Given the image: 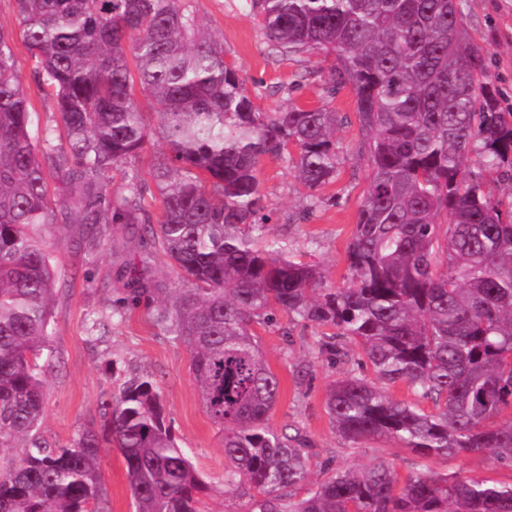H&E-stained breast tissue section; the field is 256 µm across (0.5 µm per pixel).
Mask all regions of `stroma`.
Listing matches in <instances>:
<instances>
[{
	"mask_svg": "<svg viewBox=\"0 0 512 512\" xmlns=\"http://www.w3.org/2000/svg\"><path fill=\"white\" fill-rule=\"evenodd\" d=\"M181 6L207 22L224 44V58L233 64L245 88L257 96L262 111L276 112L295 103L316 107L329 78L323 54L310 51L289 59L275 52L262 30L241 7L240 0H180ZM466 30L488 58L489 74L501 92L504 109L512 108V0H463ZM15 51L27 96L37 111L40 127L53 126L49 95L34 77V63L23 43ZM332 105L342 122L336 139L342 150L341 171L335 183L321 189L323 204L308 208V191L295 178L289 156L262 157L256 171L271 215L268 229L287 242L299 260L317 267L328 285L347 283V250L355 231L357 212L368 186L369 171L359 155V125L355 96L337 92ZM338 204H330L331 196ZM60 276L53 298L50 345L54 357L44 380V414L39 431L49 441L66 444L84 428L99 422L101 403L129 377H150L160 394L178 444L210 485L203 512H244L243 491L224 489V431L203 409L190 372L187 351L170 342L152 323L146 305L124 317L111 318L103 340L88 337V319L110 316L118 295L116 272L131 263L163 288L183 282L176 268L122 225H108L98 246L78 245V227L54 224L42 232ZM253 330L281 394L268 415L274 430L297 428L315 450L310 460L312 479H319L324 462L339 469L358 468L385 460L399 477L426 465L433 471L462 478L482 477L512 483V468L481 453L418 458L409 449L380 437L354 444L332 426L325 409L326 390L333 381L357 374L353 362L336 360L322 350L328 328L279 317L277 324L254 325ZM114 367H106L105 358ZM102 512H133L125 466L118 449L101 454Z\"/></svg>",
	"mask_w": 512,
	"mask_h": 512,
	"instance_id": "stroma-1",
	"label": "stroma"
}]
</instances>
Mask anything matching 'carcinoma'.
Instances as JSON below:
<instances>
[{"label": "carcinoma", "instance_id": "1", "mask_svg": "<svg viewBox=\"0 0 512 512\" xmlns=\"http://www.w3.org/2000/svg\"><path fill=\"white\" fill-rule=\"evenodd\" d=\"M15 2L67 145L56 148L51 129L32 135L14 36L0 27V456L10 454L0 512H98L101 450L112 446L134 512H202L209 491L148 377L126 380L100 426L72 443L37 435L58 281L37 233L47 224H78L82 241L103 224H144L191 282L156 288L123 267L112 315L145 298L153 323L189 352L205 411L224 429V487L253 490L244 512H512V484L425 467L402 483L384 461L311 481L309 441L267 423L279 381L252 332L285 314L334 328L338 352L359 347L374 377L339 379L326 397L346 440L384 437L424 459L479 452L512 467V425L496 422L512 408V112L462 0H243L279 51L332 58L326 98L355 94L370 177L340 288L268 233L255 175L262 156L294 147L295 177L316 204L340 174L329 103L260 111L223 43L179 0ZM137 86L166 145L151 171L155 225L139 169L124 170L117 201L107 191L151 136ZM473 154L507 194L485 190ZM47 166L68 192L55 207ZM396 382L415 401L385 392Z\"/></svg>", "mask_w": 512, "mask_h": 512}]
</instances>
